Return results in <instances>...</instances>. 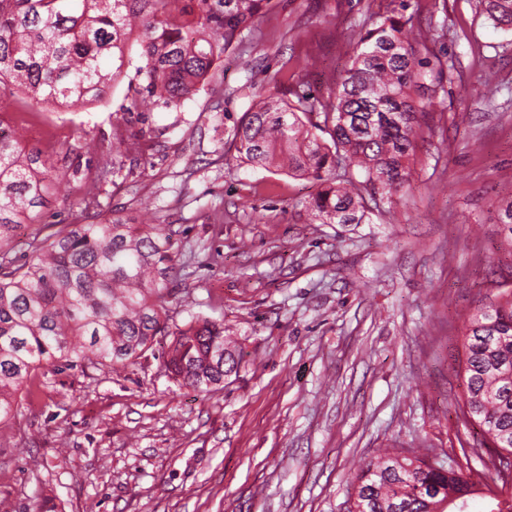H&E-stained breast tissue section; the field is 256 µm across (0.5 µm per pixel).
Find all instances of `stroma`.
I'll return each instance as SVG.
<instances>
[{
	"label": "stroma",
	"instance_id": "obj_1",
	"mask_svg": "<svg viewBox=\"0 0 512 512\" xmlns=\"http://www.w3.org/2000/svg\"><path fill=\"white\" fill-rule=\"evenodd\" d=\"M413 24H447L454 80L422 118L409 186L365 224H312L294 202L319 186L254 170L227 152L254 91L280 79L326 88L343 75L342 34L387 0H272L264 37L232 46L197 93L150 114L151 146L100 188L126 219L150 203L174 231L176 320H224L243 352L207 397L178 385L159 350L128 369L50 378L0 428V512H346L350 484L380 448L489 457L459 418L462 329L512 289L497 202L512 196V34L469 0H413ZM493 68L498 84H479ZM131 91L36 110L21 142L57 162L65 189L43 211L69 224L92 173L70 148L109 143Z\"/></svg>",
	"mask_w": 512,
	"mask_h": 512
}]
</instances>
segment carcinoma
<instances>
[{
	"label": "carcinoma",
	"mask_w": 512,
	"mask_h": 512,
	"mask_svg": "<svg viewBox=\"0 0 512 512\" xmlns=\"http://www.w3.org/2000/svg\"><path fill=\"white\" fill-rule=\"evenodd\" d=\"M272 0H0V88L18 87L29 104L86 106L127 76V46L143 64L138 87L112 125L106 159L78 201L81 221L42 234V208L64 179L52 158L0 132V427L24 388L38 397L48 375L64 370L136 364L168 338L164 362L183 386L206 397L224 374H237L242 351L224 358V320L169 314L176 250L163 224L107 216L96 186L117 176L124 160L144 153L147 109L192 97L215 63ZM494 28L512 32V0H471ZM411 0H389L347 29L348 68L328 95L293 85L260 89L233 129L237 161L318 182L302 204L311 221L362 224L368 201L409 182L420 139L419 118L434 110L417 98L426 82L443 87L454 65L431 53L444 36L428 28L408 40ZM135 123L142 124L137 130ZM329 136L325 141L321 135ZM357 168L364 180L353 177ZM512 249V197L497 206ZM36 224L30 255L12 256L17 229ZM463 423L512 453V291L477 309L464 325ZM486 472L467 475L413 448H387L357 474L347 512H468Z\"/></svg>",
	"instance_id": "cac0c4a2"
}]
</instances>
